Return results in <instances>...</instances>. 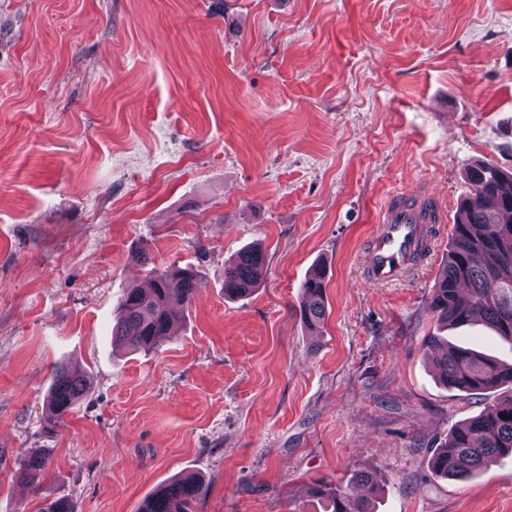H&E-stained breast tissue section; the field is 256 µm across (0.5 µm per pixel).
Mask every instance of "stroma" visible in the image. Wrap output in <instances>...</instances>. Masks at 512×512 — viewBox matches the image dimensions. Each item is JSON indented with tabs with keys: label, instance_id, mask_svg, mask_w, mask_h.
Returning a JSON list of instances; mask_svg holds the SVG:
<instances>
[{
	"label": "stroma",
	"instance_id": "obj_1",
	"mask_svg": "<svg viewBox=\"0 0 512 512\" xmlns=\"http://www.w3.org/2000/svg\"><path fill=\"white\" fill-rule=\"evenodd\" d=\"M486 159L512 170V0H0V512H138L183 475L198 512H322L314 480L366 471L375 512H512V456L430 467L497 398L443 387L423 344ZM402 191L446 220L374 284L364 246ZM256 243L263 282L226 298ZM170 265L200 284L175 335L113 348L123 291ZM448 339L512 363L485 325ZM59 367L90 382L48 433ZM266 256L259 247H246L238 251L224 265V295L239 298L256 288L264 273ZM324 273L314 271L301 283L299 314L310 330H317L326 315Z\"/></svg>",
	"mask_w": 512,
	"mask_h": 512
}]
</instances>
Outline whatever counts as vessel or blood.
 I'll use <instances>...</instances> for the list:
<instances>
[{"label": "vessel or blood", "mask_w": 512, "mask_h": 512, "mask_svg": "<svg viewBox=\"0 0 512 512\" xmlns=\"http://www.w3.org/2000/svg\"><path fill=\"white\" fill-rule=\"evenodd\" d=\"M441 219V211L422 208L404 200L384 206L368 243V278L376 283H389L401 278L414 262L429 254L434 226Z\"/></svg>", "instance_id": "1"}]
</instances>
